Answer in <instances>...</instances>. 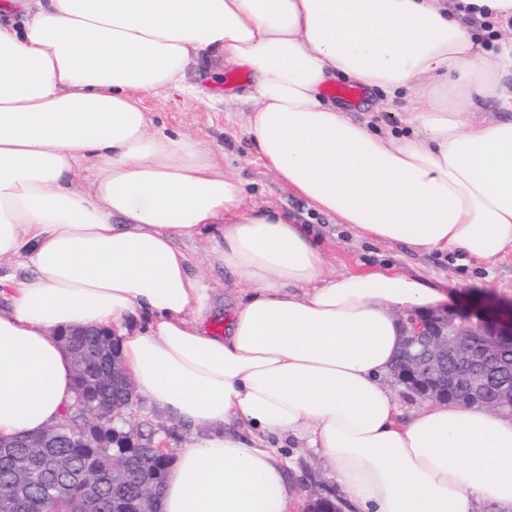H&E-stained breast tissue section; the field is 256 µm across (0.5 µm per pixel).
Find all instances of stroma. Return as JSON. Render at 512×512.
Masks as SVG:
<instances>
[{
    "label": "stroma",
    "instance_id": "1",
    "mask_svg": "<svg viewBox=\"0 0 512 512\" xmlns=\"http://www.w3.org/2000/svg\"><path fill=\"white\" fill-rule=\"evenodd\" d=\"M227 74L238 77V84L230 88L222 83L207 85L209 97L202 102L178 94L147 97L145 105L154 117L156 129L189 132L214 153L225 170L246 182L252 202L281 210L297 223L312 225L322 240L328 269L369 272L389 265L396 271L441 284L454 296L448 304L449 313H464L490 322L512 317V255L493 265H462L445 254H416L402 246L375 242L341 224L338 217L314 211L306 199L258 158L244 133L245 71L234 67ZM474 282L485 283V292L471 291ZM136 415L155 430L157 439L165 441L170 450H177L189 439V430L181 420L158 414L146 402L138 403ZM288 454L296 462L295 468L288 471L293 484L303 486L315 480L327 492L339 494L324 460L305 448L289 449Z\"/></svg>",
    "mask_w": 512,
    "mask_h": 512
}]
</instances>
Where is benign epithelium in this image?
<instances>
[{
  "label": "benign epithelium",
  "instance_id": "benign-epithelium-1",
  "mask_svg": "<svg viewBox=\"0 0 512 512\" xmlns=\"http://www.w3.org/2000/svg\"><path fill=\"white\" fill-rule=\"evenodd\" d=\"M480 335L487 337L482 357L465 367L462 374L448 373V342L467 335L470 327L466 322L448 313L432 312L410 320L406 337L414 347L413 359L406 364L398 383L413 391L422 400L445 402L448 390L435 386L441 376L451 383L461 379L466 382L471 395L482 393L488 384V365L499 358V337L512 338V322L506 326L484 323L479 326ZM60 342L70 355L75 376L74 409L84 415L85 422L73 441L75 448H94L107 444L118 449L103 467L76 473L83 497L82 512H101V489L106 482L129 480L135 465L131 449L143 448L140 425L132 420L137 398L130 377L123 371L116 336L112 331L95 326L60 334ZM120 380L126 404L115 411V399L102 396L99 388H112L113 381ZM512 407V382L502 383L497 394L482 401V406L499 412L500 408ZM61 426L54 424L37 435L16 438L22 448H53L60 438ZM41 473H68L70 468L63 459L30 456L14 467L21 477L0 482V507L11 505L29 492L28 475L31 470Z\"/></svg>",
  "mask_w": 512,
  "mask_h": 512
}]
</instances>
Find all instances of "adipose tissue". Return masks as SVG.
Returning a JSON list of instances; mask_svg holds the SVG:
<instances>
[{
    "label": "adipose tissue",
    "mask_w": 512,
    "mask_h": 512,
    "mask_svg": "<svg viewBox=\"0 0 512 512\" xmlns=\"http://www.w3.org/2000/svg\"><path fill=\"white\" fill-rule=\"evenodd\" d=\"M0 25V437L75 400L58 335L117 329L140 398L198 428L159 512H298L283 448L325 458L349 512H512V420L456 400L404 415L386 382L404 320L448 306L429 281L336 272L308 227L247 203L146 96L201 98L190 68L248 70L259 158L316 211L415 252H512V0H13ZM384 95L397 129L327 102ZM227 271L240 293L211 332ZM339 86H345V87H339ZM349 86L358 87L356 85L351 84L350 82H346V81L337 79L335 83L331 84L330 87L325 90L324 96L328 99L336 100V102L346 104V105H347V103L345 101H347L349 103H353L354 101L359 100L362 96V93L364 94V92L360 87H358L359 88L358 89V88L349 87ZM333 87H336L333 89V92L338 97L344 99L345 101L330 94V89ZM379 102H380V98H379V95L377 94V92H373L371 96H368L367 93L365 92L364 98L359 104L349 105L353 108H358L359 111L351 112V113H349V115L352 117L358 118V117H362L363 115L372 114L375 117L376 121H378L377 126H381L380 122L381 123L383 122L385 124L393 126L394 122L397 120V117H393L392 115H390L389 112L381 111ZM367 103H369V106H367L365 109L360 108L361 104H367ZM362 112H371V113H362Z\"/></svg>",
    "instance_id": "obj_1"
}]
</instances>
